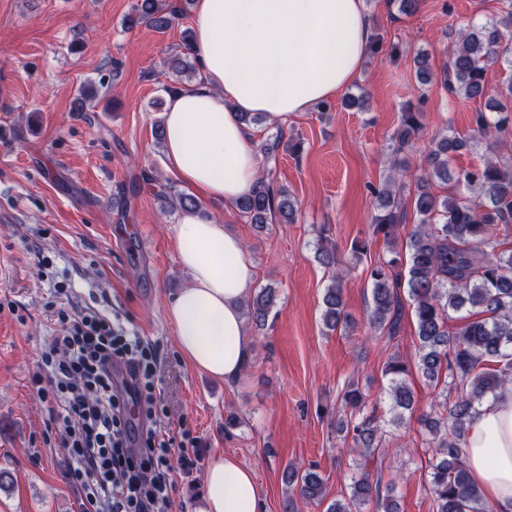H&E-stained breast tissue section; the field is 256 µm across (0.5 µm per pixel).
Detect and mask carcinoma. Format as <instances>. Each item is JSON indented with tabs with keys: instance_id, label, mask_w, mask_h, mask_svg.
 Instances as JSON below:
<instances>
[{
	"instance_id": "1",
	"label": "carcinoma",
	"mask_w": 512,
	"mask_h": 512,
	"mask_svg": "<svg viewBox=\"0 0 512 512\" xmlns=\"http://www.w3.org/2000/svg\"><path fill=\"white\" fill-rule=\"evenodd\" d=\"M503 14L473 26L448 50L443 84L448 93L468 100H483L494 118L478 112L472 140L485 142L488 156L472 168H450L451 156L469 141L446 134L435 140L424 159V173L417 179L414 208L420 224L406 240L407 262L394 256L370 267L372 310L370 328L397 337L402 302L407 289L416 319V365L422 377L441 387L440 414H426L423 421L435 455L429 466L435 512H490L479 489L471 482L462 448L468 425L484 401L512 383V157L500 155L502 136L512 129V77L502 86H488L492 65L512 71V0H503ZM186 8L174 12L165 0H135L130 26L145 25L164 31ZM416 130L412 114L403 118L393 136L396 151L408 145ZM448 186L440 198L435 183ZM396 178L388 177L378 194L381 213L374 218L373 234L385 241L396 238L400 227L401 196ZM157 196L171 208L198 209L197 201L170 186ZM237 209L249 223L261 228L276 218L283 224L296 220L297 203L288 188L270 177L244 197ZM322 318L335 330L346 323L340 276L325 290ZM275 306L274 291L263 288L245 302L247 321L261 329ZM409 363L395 356L384 367L392 399L390 423L400 425L402 411L414 406V392L406 383ZM348 419L340 432L352 435L360 457L368 460L385 451L382 419L364 413V395L350 385L343 394ZM287 482L299 486L309 501L323 500V479L312 470L288 473ZM375 502L379 512H398L389 488L361 472L352 480L348 497L328 504L326 512H362Z\"/></svg>"
}]
</instances>
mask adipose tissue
I'll use <instances>...</instances> for the list:
<instances>
[{
    "mask_svg": "<svg viewBox=\"0 0 512 512\" xmlns=\"http://www.w3.org/2000/svg\"><path fill=\"white\" fill-rule=\"evenodd\" d=\"M190 52L197 80L176 85L164 112L165 155L177 178L205 199L235 207L258 186L260 156L243 112L289 119L351 83L372 44L365 0H196ZM191 283L167 316L178 346L199 371L234 380L249 346L241 304L254 269L241 239L201 212L176 229ZM471 480L496 512H512V386L484 406L466 433ZM201 512H262L251 470L212 455Z\"/></svg>",
    "mask_w": 512,
    "mask_h": 512,
    "instance_id": "obj_1",
    "label": "adipose tissue"
}]
</instances>
